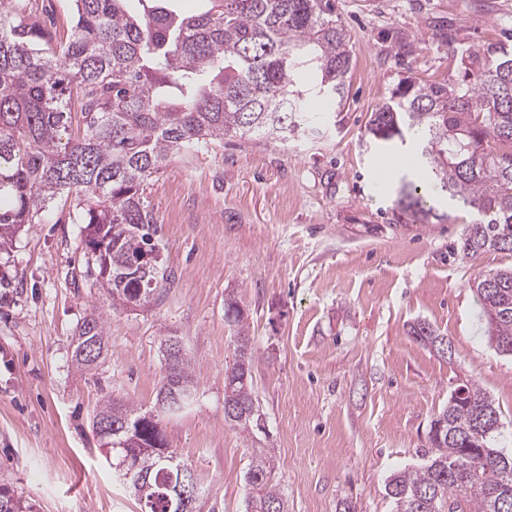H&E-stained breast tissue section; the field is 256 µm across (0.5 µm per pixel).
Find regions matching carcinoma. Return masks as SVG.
<instances>
[{
  "instance_id": "1",
  "label": "carcinoma",
  "mask_w": 512,
  "mask_h": 512,
  "mask_svg": "<svg viewBox=\"0 0 512 512\" xmlns=\"http://www.w3.org/2000/svg\"><path fill=\"white\" fill-rule=\"evenodd\" d=\"M176 0H71L69 38L20 12L0 10V253L49 205L71 198L84 225L86 276L112 302L144 307L167 278L158 264L157 225L145 201L146 182L173 155L184 157L226 136L254 134L286 142L320 133L316 99L343 106L351 68L347 34L331 0H207L185 14ZM469 82L457 89L408 81L372 112L367 133L385 148L413 153L419 179L399 188L398 219L441 220L435 201L457 200L473 219L452 248L467 261L487 251L512 253V51L503 47L459 57ZM148 254L147 268L133 266ZM489 341L512 355V267L474 282ZM239 325L233 363L224 374L225 420L256 442L263 416L253 389L252 340L243 302H224ZM411 335L426 345L445 337L417 322ZM94 340L105 344L100 317L79 327L74 362ZM181 392L196 393L186 356L175 361ZM143 413L107 398L92 424L132 421L152 445L157 425L137 428ZM499 409L475 384L449 398L434 419L441 435L417 468L394 472L386 491L394 512H512V453L496 446ZM135 473L150 489L139 512H174L168 485L178 472L160 453L134 456ZM268 448H252L246 472L247 512H287L271 483ZM0 512H32L20 495L0 488Z\"/></svg>"
}]
</instances>
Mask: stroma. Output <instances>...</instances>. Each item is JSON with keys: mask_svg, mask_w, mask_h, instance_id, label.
<instances>
[{"mask_svg": "<svg viewBox=\"0 0 512 512\" xmlns=\"http://www.w3.org/2000/svg\"><path fill=\"white\" fill-rule=\"evenodd\" d=\"M349 39L346 101L320 135L285 144L216 140L167 160L147 182L169 277L150 307L113 305L85 274L82 227L56 202L0 254V486L34 512H137L91 429L104 396L153 411L161 341L179 339L198 391L160 414L169 448L191 464L194 512H245L251 443L224 419V371L242 298L254 388L288 512H392L388 477L424 463L431 422L459 381L499 406L512 448V355L488 340L472 288L512 266L489 251L448 257L469 215L400 224L397 184L378 180L365 140L371 113L404 79L458 85L452 49L512 43V0H332ZM107 345L90 373L72 360L89 314ZM426 321L440 355L410 334Z\"/></svg>", "mask_w": 512, "mask_h": 512, "instance_id": "1", "label": "stroma"}]
</instances>
